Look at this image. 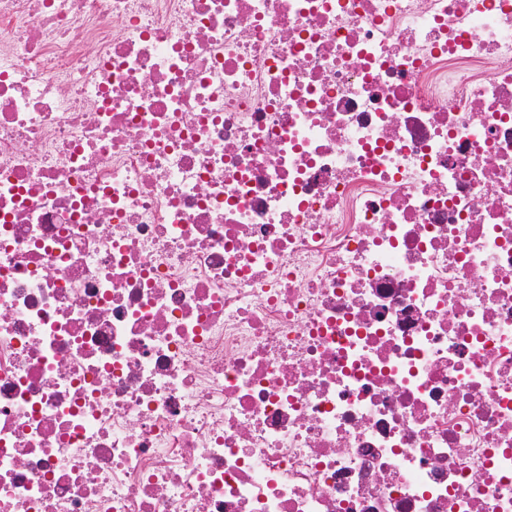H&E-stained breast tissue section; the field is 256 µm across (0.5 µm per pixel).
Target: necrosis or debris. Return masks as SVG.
Instances as JSON below:
<instances>
[{"instance_id":"necrosis-or-debris-1","label":"necrosis or debris","mask_w":512,"mask_h":512,"mask_svg":"<svg viewBox=\"0 0 512 512\" xmlns=\"http://www.w3.org/2000/svg\"><path fill=\"white\" fill-rule=\"evenodd\" d=\"M0 512H512V0H0Z\"/></svg>"}]
</instances>
